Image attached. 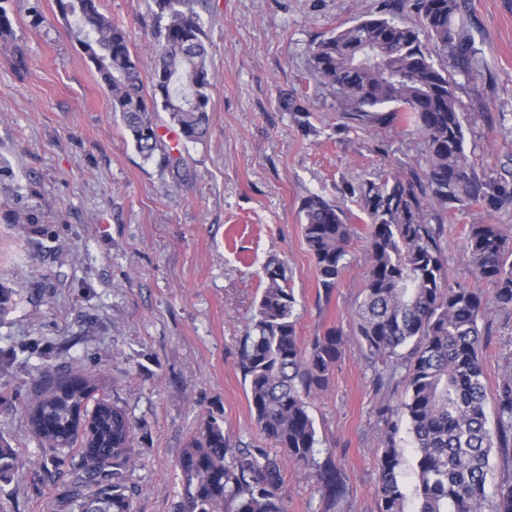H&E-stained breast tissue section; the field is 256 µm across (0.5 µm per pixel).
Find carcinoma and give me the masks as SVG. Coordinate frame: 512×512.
<instances>
[{
    "label": "carcinoma",
    "mask_w": 512,
    "mask_h": 512,
    "mask_svg": "<svg viewBox=\"0 0 512 512\" xmlns=\"http://www.w3.org/2000/svg\"><path fill=\"white\" fill-rule=\"evenodd\" d=\"M78 43L94 57L137 151L179 172L158 133L155 112L168 114L188 142L209 128L211 82L196 0H154L153 67L145 86L127 31L100 10V0H64ZM422 26L435 46L467 73L479 62L460 37L459 0H416ZM314 76L330 87L345 112L373 122L415 128L425 143V179L434 214L425 212L412 184L365 183L369 219L368 266L357 310L356 336L378 377L403 370L400 408L380 409L384 438L375 455L379 512H404L402 453L396 437L406 423L416 453L417 512H512V481L489 488L491 456L512 469V377L494 396L490 430L481 354L487 339L478 288H452L439 244L441 216L464 200L495 208L512 189L478 177L464 149L463 115L453 81L435 66L417 29L372 17L333 32L312 49ZM303 236L318 280L330 294L347 267L354 225L320 196L303 205ZM437 225H432L431 220ZM466 250L476 278L491 287L498 310L512 315V235L482 221L469 226ZM266 287L244 336L240 369L254 421L272 448H248L207 421L178 461L180 500L174 512H288L284 462L315 470L327 500L347 493L344 471L320 463L310 396L324 390L342 356L343 332L331 328L305 345L297 335L296 299L284 267H264ZM101 379L82 371L48 380L28 409L27 425L44 452L41 466L72 454L74 478L66 512H132L128 485L135 464L134 425L115 405ZM25 464L0 443V476Z\"/></svg>",
    "instance_id": "cac0c4a2"
}]
</instances>
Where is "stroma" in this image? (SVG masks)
<instances>
[{
	"instance_id": "1",
	"label": "stroma",
	"mask_w": 512,
	"mask_h": 512,
	"mask_svg": "<svg viewBox=\"0 0 512 512\" xmlns=\"http://www.w3.org/2000/svg\"><path fill=\"white\" fill-rule=\"evenodd\" d=\"M130 34L142 74L153 63V0H101ZM12 32L0 36V283L14 288L0 316V438L25 461L0 479V512H58L70 465L47 476L26 425L39 388L71 371L103 377L135 423L134 512H173L178 460L207 420L261 448L239 369L241 340L282 262L303 343L327 329L346 337L327 388L309 400L321 448L347 475L329 506L310 471L284 469L289 512H378L373 454L379 410L403 385L380 386L355 331L366 273L367 215L359 188L424 179L425 145L412 128L343 111L312 75L311 51L337 28L383 14L418 23L415 0H203L212 113L206 137L185 141L166 113L158 131L183 160L173 178L130 141L111 95L55 0H0ZM462 34L484 60L449 68L464 147L487 179L512 176V0H465ZM322 196L350 214L356 235L332 293L318 281L302 233L304 201ZM512 232V204L449 210L440 246L452 287L475 288L465 250L470 224ZM488 389L512 374V316L485 292Z\"/></svg>"
}]
</instances>
